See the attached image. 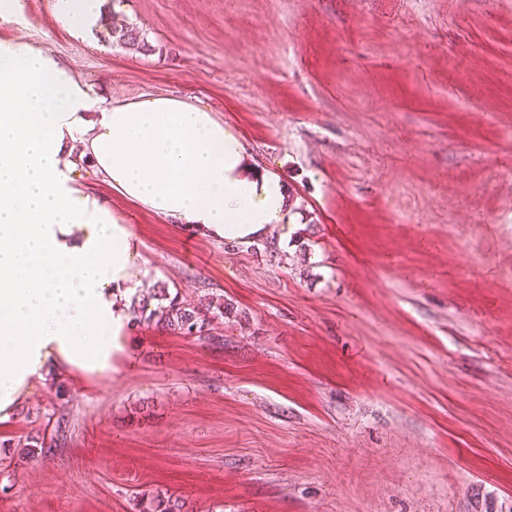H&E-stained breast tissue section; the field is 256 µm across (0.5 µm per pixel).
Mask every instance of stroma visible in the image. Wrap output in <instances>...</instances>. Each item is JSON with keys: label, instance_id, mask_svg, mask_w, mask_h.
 I'll return each instance as SVG.
<instances>
[{"label": "stroma", "instance_id": "obj_1", "mask_svg": "<svg viewBox=\"0 0 512 512\" xmlns=\"http://www.w3.org/2000/svg\"><path fill=\"white\" fill-rule=\"evenodd\" d=\"M26 0L101 102L200 103L304 214L227 242L134 204L145 293L232 303L214 348L132 320L112 368L34 382L0 420V512H512V8L493 0H112L76 32ZM48 454L17 464L29 438ZM101 26L106 29L109 36L115 37L119 43L133 47L136 46L137 49L143 51H150L151 49V46L146 43L142 32L136 26L125 25L116 27L113 25V22H109V16L102 17ZM143 494L140 500L139 512H180L185 508V502L179 498H173L171 495L156 493L147 497Z\"/></svg>", "mask_w": 512, "mask_h": 512}]
</instances>
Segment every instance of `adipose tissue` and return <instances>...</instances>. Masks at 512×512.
I'll return each instance as SVG.
<instances>
[{
    "label": "adipose tissue",
    "mask_w": 512,
    "mask_h": 512,
    "mask_svg": "<svg viewBox=\"0 0 512 512\" xmlns=\"http://www.w3.org/2000/svg\"><path fill=\"white\" fill-rule=\"evenodd\" d=\"M105 0H54L94 28ZM228 242L297 230L283 175L251 161L213 112L172 95L101 104L47 49L0 41V419L52 368L102 372L123 349L141 283L131 228L78 180Z\"/></svg>",
    "instance_id": "adipose-tissue-1"
}]
</instances>
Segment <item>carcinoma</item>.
Instances as JSON below:
<instances>
[{
	"label": "carcinoma",
	"mask_w": 512,
	"mask_h": 512,
	"mask_svg": "<svg viewBox=\"0 0 512 512\" xmlns=\"http://www.w3.org/2000/svg\"><path fill=\"white\" fill-rule=\"evenodd\" d=\"M103 26L108 35L118 42L136 47L143 51L151 50L140 29L136 26L116 27L109 18L102 17ZM132 309L140 313L143 321L169 330L181 336H191L202 344L212 346L224 345V338L212 332V322L219 319H230L234 310L229 303L216 306L190 302L183 299L180 293H171L167 286H162L153 295L133 300ZM49 452L44 441L35 439V443H27L21 449L17 462L23 463L38 454ZM185 502L166 494H153L147 501L140 502L139 512H182Z\"/></svg>",
	"instance_id": "cac0c4a2"
}]
</instances>
